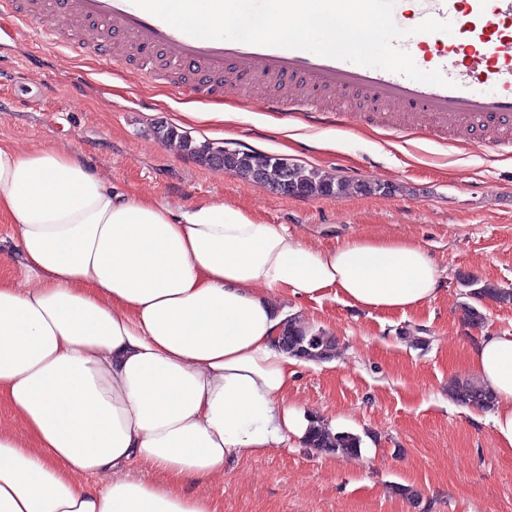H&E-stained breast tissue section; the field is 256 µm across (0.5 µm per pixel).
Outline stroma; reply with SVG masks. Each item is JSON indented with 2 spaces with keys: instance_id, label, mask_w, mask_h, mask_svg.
Masks as SVG:
<instances>
[{
  "instance_id": "obj_1",
  "label": "stroma",
  "mask_w": 512,
  "mask_h": 512,
  "mask_svg": "<svg viewBox=\"0 0 512 512\" xmlns=\"http://www.w3.org/2000/svg\"><path fill=\"white\" fill-rule=\"evenodd\" d=\"M157 73L140 77L96 56L51 48L33 30L0 17V141L20 149L71 150L117 191L176 211L205 201L236 205L317 247L356 236L409 238L434 260L442 291L409 312H367L336 293L319 300L283 295L279 304L336 340V355L303 363L285 399L337 430L358 435L361 452L274 448L186 485L218 512H512V455L499 451L489 414L457 404L449 389L474 380L471 344L487 331L512 332V305L484 302L482 326L461 320V278L512 288V152L444 144L364 123H285L234 90L196 103L157 52ZM197 111L234 113L198 124ZM173 125L195 141L275 154L349 180L340 198L285 196L199 163L155 129ZM366 183L390 193L361 192ZM417 491V500L399 487Z\"/></svg>"
}]
</instances>
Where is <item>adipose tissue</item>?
<instances>
[{
	"instance_id": "adipose-tissue-1",
	"label": "adipose tissue",
	"mask_w": 512,
	"mask_h": 512,
	"mask_svg": "<svg viewBox=\"0 0 512 512\" xmlns=\"http://www.w3.org/2000/svg\"><path fill=\"white\" fill-rule=\"evenodd\" d=\"M0 219V409L24 430L0 426V512H217L184 484L309 430L274 294L406 311L441 291L417 242L321 249L221 202L176 213L54 146L0 143ZM468 360L512 454V332ZM136 461L160 480L129 478Z\"/></svg>"
}]
</instances>
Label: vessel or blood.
I'll return each mask as SVG.
<instances>
[{
	"instance_id": "obj_1",
	"label": "vessel or blood",
	"mask_w": 512,
	"mask_h": 512,
	"mask_svg": "<svg viewBox=\"0 0 512 512\" xmlns=\"http://www.w3.org/2000/svg\"><path fill=\"white\" fill-rule=\"evenodd\" d=\"M405 2L396 0L393 8L400 27L414 19L451 23V32L399 42L420 69L441 71L449 86L303 49L196 38L131 0H0V17L20 31L36 27L46 43L72 54L91 47L135 69L140 51L157 50L189 77L202 103L230 86L244 101L260 99L265 111L286 119L316 124L331 115L348 128L365 119L391 123L397 131L415 121L423 137L450 133L484 151H500L503 131L512 128V32L506 27L512 0H418L413 17Z\"/></svg>"
}]
</instances>
